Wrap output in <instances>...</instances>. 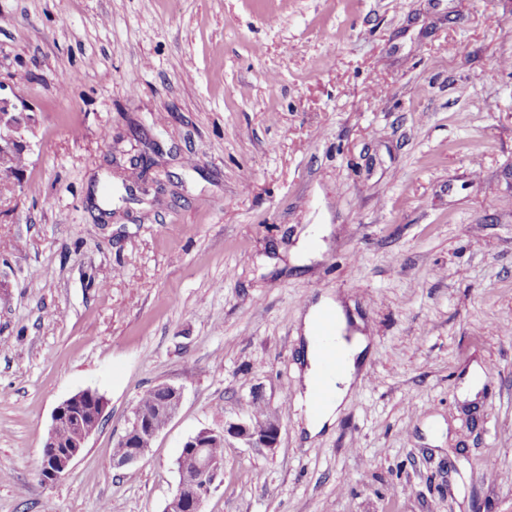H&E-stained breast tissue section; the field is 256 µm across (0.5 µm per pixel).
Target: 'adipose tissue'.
Segmentation results:
<instances>
[{
  "mask_svg": "<svg viewBox=\"0 0 512 512\" xmlns=\"http://www.w3.org/2000/svg\"><path fill=\"white\" fill-rule=\"evenodd\" d=\"M327 312L332 313L335 317V331L339 353L343 359V368L333 381L331 399L307 422V431L312 435L318 434L336 420L347 396L359 380V370L364 363L365 351L368 346L366 336L357 332H349V321L345 309L339 301L326 297L310 306L303 317L305 346L302 359L304 361L303 388L305 394H312L323 374L321 342L318 338L317 326L321 316Z\"/></svg>",
  "mask_w": 512,
  "mask_h": 512,
  "instance_id": "ef3b65f1",
  "label": "adipose tissue"
}]
</instances>
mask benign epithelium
<instances>
[{"label": "benign epithelium", "mask_w": 512, "mask_h": 512, "mask_svg": "<svg viewBox=\"0 0 512 512\" xmlns=\"http://www.w3.org/2000/svg\"><path fill=\"white\" fill-rule=\"evenodd\" d=\"M31 117L8 97L0 96V167L10 164L13 155L27 150L25 131L29 128ZM167 399L159 408V413L167 420H172L182 403L180 389L167 385ZM79 392L60 403L52 415V424L42 450V459L49 482L63 478L74 461L83 453L89 437L83 428L68 447L58 449L57 427L61 421L74 417L82 407ZM281 431L278 416L270 413L260 425L250 418H240L224 423L220 430L205 428L189 437L183 444L177 460L179 481L177 490L166 507V512H202L203 505L217 482L221 480L224 464L209 457L206 449L215 442L226 443L233 438L243 442L249 448H276ZM159 428L139 406H134L126 420V427L121 435L130 446L129 452L112 459V465L121 468L142 459L153 440L160 434Z\"/></svg>", "instance_id": "obj_1"}]
</instances>
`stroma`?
I'll return each mask as SVG.
<instances>
[{
  "instance_id": "stroma-1",
  "label": "stroma",
  "mask_w": 512,
  "mask_h": 512,
  "mask_svg": "<svg viewBox=\"0 0 512 512\" xmlns=\"http://www.w3.org/2000/svg\"><path fill=\"white\" fill-rule=\"evenodd\" d=\"M0 74L33 117L0 172V512H164L185 440L255 399L278 444L225 449L204 512H512V0H0ZM146 140L158 183L102 220ZM323 296L369 347L311 438L285 393ZM158 385L177 415L113 467ZM83 390L103 425L44 481ZM163 387L165 389L157 386L146 392L138 401V405L136 404L131 409L130 415L126 420L125 430L120 436V438L128 442L131 449L123 457L112 458V465L114 467L121 468L142 459L151 447L153 440L163 430L158 427L164 424L162 416L169 423L177 415L182 403V392L171 385H163ZM165 390L168 393L167 399L159 408V413L162 416L155 415L157 426L140 407L144 408L147 414L154 415L157 405L165 396ZM84 393H90V391L78 392L60 403L53 412L52 424L42 450V459L45 462L44 469L47 475L44 478L49 482L59 480L68 473L74 461L82 455L88 437L101 424L103 417L99 418L92 411L86 413L83 419V427L78 429L72 421H64L67 418H73L78 409L82 407L80 400ZM83 429L90 434H87ZM75 434L76 436L73 439ZM57 437L61 442H69L72 439L73 441L65 449L57 450L56 448H60Z\"/></svg>"
}]
</instances>
